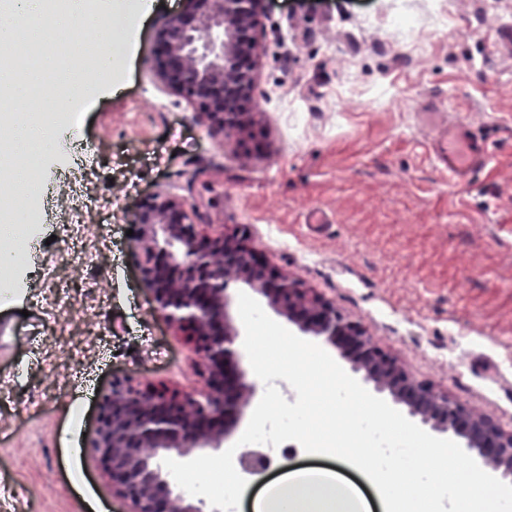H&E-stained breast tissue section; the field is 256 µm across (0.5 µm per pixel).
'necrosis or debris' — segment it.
Returning <instances> with one entry per match:
<instances>
[{
    "instance_id": "4bbe7bcc",
    "label": "necrosis or debris",
    "mask_w": 512,
    "mask_h": 512,
    "mask_svg": "<svg viewBox=\"0 0 512 512\" xmlns=\"http://www.w3.org/2000/svg\"><path fill=\"white\" fill-rule=\"evenodd\" d=\"M135 11V0H115L110 17H100L97 0H86L82 14H72L67 0H47L44 14L33 18L14 15V0H0V18L11 21L14 43L22 51L17 60L0 61V73L6 74L19 93H0V125L26 116L35 110V118L46 126L60 121L77 125L83 106L80 90L86 75L96 70L107 57H119L128 37V18ZM96 37L87 40V29ZM55 86L69 95L67 112L42 108L48 87ZM40 142L17 143L0 140V176L20 189L19 194L0 196V218L15 223L18 232L0 238V295L11 292L14 272L25 259L27 237L24 230L33 216L25 200L39 193L38 172L30 166L32 157L42 152Z\"/></svg>"
}]
</instances>
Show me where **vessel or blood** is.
<instances>
[{
	"instance_id": "1",
	"label": "vessel or blood",
	"mask_w": 512,
	"mask_h": 512,
	"mask_svg": "<svg viewBox=\"0 0 512 512\" xmlns=\"http://www.w3.org/2000/svg\"><path fill=\"white\" fill-rule=\"evenodd\" d=\"M428 142L436 166L457 180L469 178L489 162L486 142L460 123L436 127Z\"/></svg>"
}]
</instances>
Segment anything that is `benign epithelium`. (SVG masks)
<instances>
[{"mask_svg": "<svg viewBox=\"0 0 512 512\" xmlns=\"http://www.w3.org/2000/svg\"><path fill=\"white\" fill-rule=\"evenodd\" d=\"M264 12L265 0H188L186 9L163 17L156 28L158 82L193 103L196 118L214 136H232L247 122L255 32ZM131 223L133 256L154 310L171 326L190 330L205 386L181 397L141 390L125 378L112 381L88 447L129 512H203L204 501L180 490L163 460L187 461L198 451L224 448L229 422L261 398L263 389L245 381L240 368L232 282L261 295L301 332L336 347L377 393L455 439L482 469L512 484V432L411 380L360 324L269 266L249 244L246 228L205 235L193 208L164 188L138 204ZM235 462L250 475L269 465L260 450H243Z\"/></svg>", "mask_w": 512, "mask_h": 512, "instance_id": "benign-epithelium-1", "label": "benign epithelium"}]
</instances>
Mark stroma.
I'll return each mask as SVG.
<instances>
[{
    "label": "stroma",
    "mask_w": 512,
    "mask_h": 512,
    "mask_svg": "<svg viewBox=\"0 0 512 512\" xmlns=\"http://www.w3.org/2000/svg\"><path fill=\"white\" fill-rule=\"evenodd\" d=\"M268 0L256 30L250 120L208 136L194 106L155 82L159 19L134 15L109 86L88 78L83 118L39 166V241L0 305V484L8 512H127L82 452L112 380L180 395L204 384L187 332L153 307L132 256V214L156 187L198 212L204 233L249 231L272 267L359 323L412 379L512 432V0ZM421 112L490 141L487 167L459 182L430 161ZM110 242L83 264L60 257L74 192ZM324 224H308L310 211ZM71 312L38 306L51 282ZM343 460L279 452L250 477L239 512L303 466Z\"/></svg>",
    "instance_id": "obj_1"
}]
</instances>
